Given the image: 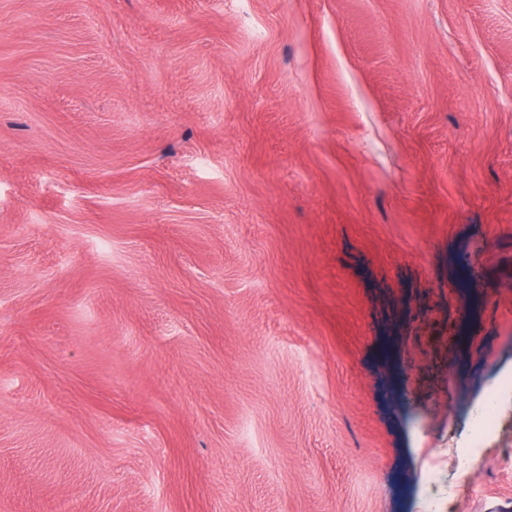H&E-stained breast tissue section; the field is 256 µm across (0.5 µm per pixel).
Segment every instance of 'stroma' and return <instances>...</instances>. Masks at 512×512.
<instances>
[{
	"mask_svg": "<svg viewBox=\"0 0 512 512\" xmlns=\"http://www.w3.org/2000/svg\"><path fill=\"white\" fill-rule=\"evenodd\" d=\"M509 377L512 0H0V512H421Z\"/></svg>",
	"mask_w": 512,
	"mask_h": 512,
	"instance_id": "35a3bbf8",
	"label": "stroma"
}]
</instances>
